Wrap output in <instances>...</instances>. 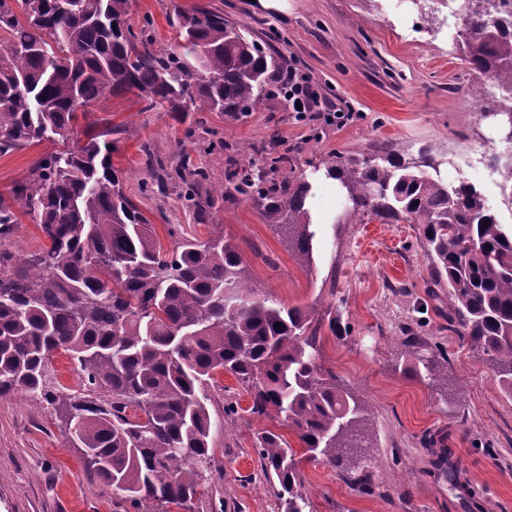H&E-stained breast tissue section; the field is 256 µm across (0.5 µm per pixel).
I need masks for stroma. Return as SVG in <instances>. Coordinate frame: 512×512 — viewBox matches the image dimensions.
<instances>
[{
    "mask_svg": "<svg viewBox=\"0 0 512 512\" xmlns=\"http://www.w3.org/2000/svg\"><path fill=\"white\" fill-rule=\"evenodd\" d=\"M288 12L265 10L257 0H130L134 30L150 24L156 46L176 45L175 12L200 6L222 12L274 56L295 66L348 118L325 113L297 119L281 96L239 117L192 112L185 121L145 108L136 93L105 95L90 121L116 129L114 165L126 194L150 220L156 238L173 248L184 237L207 240L181 181L163 193L143 192L149 157L167 168L190 161L208 184L224 182L240 145L254 144L291 158L296 174L316 184L310 210L313 263L301 267L287 241L251 202L216 201L214 215L261 293L285 306H312L341 315L340 330L324 333L320 362L370 409L369 450L350 456L346 471L301 460L302 493L311 512H512V397L489 363L448 325V291L434 287L429 261L413 224H350L335 180L320 168L337 156H362L379 142L401 156L426 149L441 160L448 182L467 179L512 226V202L502 180L490 181L458 164L475 142L490 151L507 141L496 119L478 116L469 99L482 76L465 71L455 38L423 26L442 0H288ZM49 143L0 154V195ZM436 362L427 374L422 362ZM206 392L215 421L204 470V493L194 512H281L277 484L257 457L256 437L276 422L249 414V394L228 374ZM234 406L225 417V406ZM372 474L363 492L348 474ZM0 512H123L67 438L54 406L24 391L0 398Z\"/></svg>",
    "mask_w": 512,
    "mask_h": 512,
    "instance_id": "1",
    "label": "stroma"
}]
</instances>
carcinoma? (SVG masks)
Segmentation results:
<instances>
[{"instance_id":"obj_1","label":"carcinoma","mask_w":512,"mask_h":512,"mask_svg":"<svg viewBox=\"0 0 512 512\" xmlns=\"http://www.w3.org/2000/svg\"><path fill=\"white\" fill-rule=\"evenodd\" d=\"M460 59L492 79L498 94L483 114L512 118V0H468ZM129 0H0V153L48 141L45 152L0 196V397L40 392L78 412L70 441L97 478L134 512L186 507L202 494L213 426L205 384L219 371L247 388L249 412L292 431L308 459L345 468L353 448L373 447L361 428L367 406L319 364L321 331L340 317L274 307L244 275L210 199L255 203L288 236L301 266L312 257L305 178L273 175L289 158L254 146L240 153L227 183L186 196L205 241L170 250L124 191L112 163V129L84 125L107 93L136 90L145 108L177 115L259 110L275 95L278 70L244 33L229 41L224 15L204 7L175 13L177 47L157 49L132 31ZM340 182L356 224L418 226L433 282L448 287V324L489 362L512 395V231L471 184L448 183L426 150L403 159L386 146L362 160L325 166ZM46 238L16 254L7 238L19 214ZM281 323L275 327V323ZM71 354L88 386L112 393L108 407L60 399L50 389L55 352ZM138 408L131 419L127 409ZM261 468L276 479L284 512H305L296 452L272 430L256 441Z\"/></svg>"}]
</instances>
